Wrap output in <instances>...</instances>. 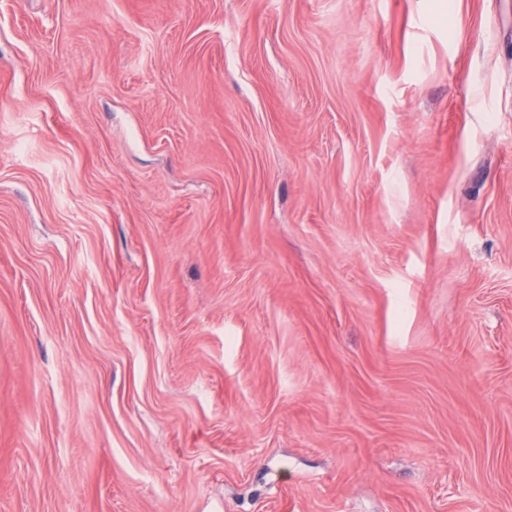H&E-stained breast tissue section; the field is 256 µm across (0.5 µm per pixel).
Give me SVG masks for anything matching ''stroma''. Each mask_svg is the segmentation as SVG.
<instances>
[{"label": "stroma", "mask_w": 512, "mask_h": 512, "mask_svg": "<svg viewBox=\"0 0 512 512\" xmlns=\"http://www.w3.org/2000/svg\"><path fill=\"white\" fill-rule=\"evenodd\" d=\"M0 512H512V0H0Z\"/></svg>", "instance_id": "obj_1"}]
</instances>
